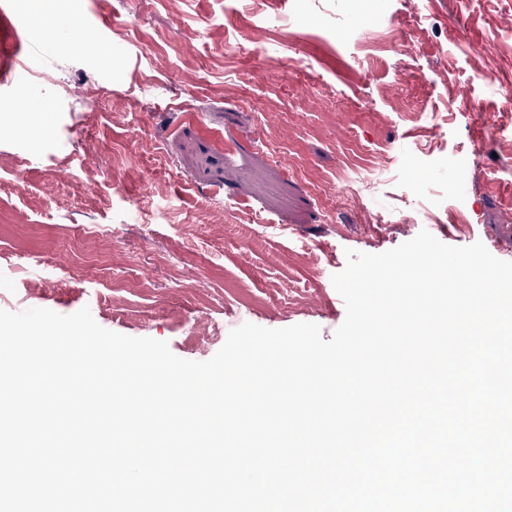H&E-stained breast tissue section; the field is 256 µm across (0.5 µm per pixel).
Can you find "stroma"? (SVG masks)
I'll return each mask as SVG.
<instances>
[{
  "label": "stroma",
  "instance_id": "stroma-1",
  "mask_svg": "<svg viewBox=\"0 0 512 512\" xmlns=\"http://www.w3.org/2000/svg\"><path fill=\"white\" fill-rule=\"evenodd\" d=\"M273 7L295 21L271 55L254 0H82L101 55L0 0V59L27 67L0 82V110L23 94L49 107L39 141L0 125V309L86 307L198 362L245 309L328 341L347 250L420 232L408 191L437 196L440 242L512 261V100L493 92L512 85V0ZM388 31L400 41L371 67L368 43ZM378 156V193L338 211L348 166Z\"/></svg>",
  "mask_w": 512,
  "mask_h": 512
}]
</instances>
